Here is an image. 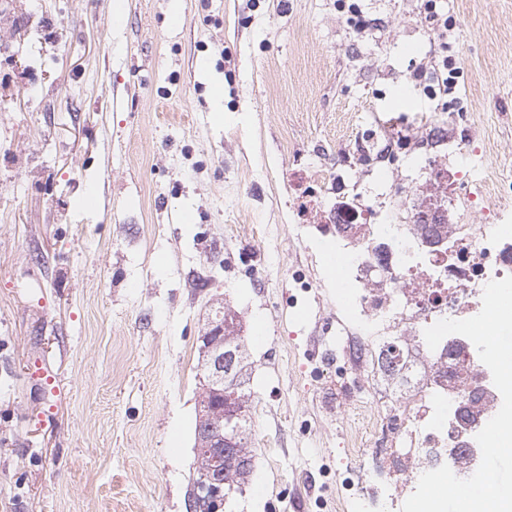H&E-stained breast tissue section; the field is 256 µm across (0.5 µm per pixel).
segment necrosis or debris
Wrapping results in <instances>:
<instances>
[{
    "label": "necrosis or debris",
    "instance_id": "1",
    "mask_svg": "<svg viewBox=\"0 0 512 512\" xmlns=\"http://www.w3.org/2000/svg\"><path fill=\"white\" fill-rule=\"evenodd\" d=\"M408 150L396 124L377 121L340 158L335 175L316 168L304 185L310 199L336 192L327 223L303 227L318 230L344 259L347 291L324 329L339 336L349 371L378 372L389 364L401 381L396 399L364 402L356 385L345 389L358 415L353 498L362 510L402 500L406 490L397 476L422 475L438 460L460 469L461 457L477 445V431L461 412L465 397L474 398L486 421L502 405L469 339L451 334L432 350L424 331L442 319L475 316L485 285L512 275V224L502 221L512 210V184L456 192L449 202L424 207L415 204L413 190L402 189L392 211L382 197L351 186L346 170L355 160L384 169ZM478 207L488 223H472Z\"/></svg>",
    "mask_w": 512,
    "mask_h": 512
}]
</instances>
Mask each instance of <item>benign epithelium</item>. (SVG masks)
Returning <instances> with one entry per match:
<instances>
[{
  "label": "benign epithelium",
  "mask_w": 512,
  "mask_h": 512,
  "mask_svg": "<svg viewBox=\"0 0 512 512\" xmlns=\"http://www.w3.org/2000/svg\"><path fill=\"white\" fill-rule=\"evenodd\" d=\"M230 320L216 314L208 323V330L201 337L206 362L205 381L201 396L200 420L203 427L197 430L198 451L204 453L206 462L200 470L196 494L215 504L219 512L229 495V481L224 479V457L228 448H242L246 432L240 418L247 410V397L239 394L243 385L232 379L229 360L244 356L237 337L230 334Z\"/></svg>",
  "instance_id": "obj_1"
}]
</instances>
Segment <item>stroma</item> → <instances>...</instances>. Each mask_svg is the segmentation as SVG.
Returning <instances> with one entry per match:
<instances>
[{
    "label": "stroma",
    "mask_w": 512,
    "mask_h": 512,
    "mask_svg": "<svg viewBox=\"0 0 512 512\" xmlns=\"http://www.w3.org/2000/svg\"><path fill=\"white\" fill-rule=\"evenodd\" d=\"M112 2L0 0V512H190L217 304L249 363L230 512H354L320 329L343 289L296 234L294 173L431 111L422 0H361V36L336 0ZM446 3L470 179L512 181V0Z\"/></svg>",
    "instance_id": "35a3bbf8"
}]
</instances>
